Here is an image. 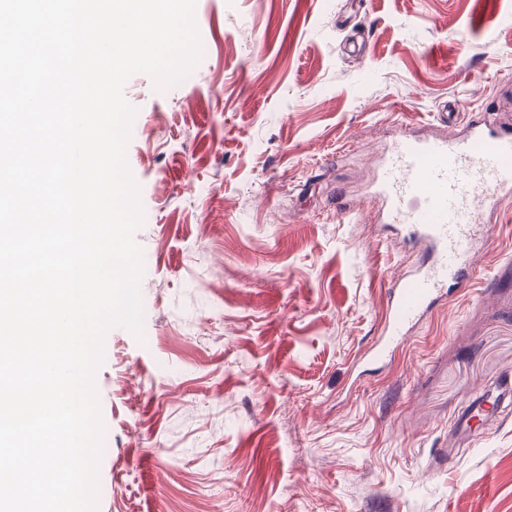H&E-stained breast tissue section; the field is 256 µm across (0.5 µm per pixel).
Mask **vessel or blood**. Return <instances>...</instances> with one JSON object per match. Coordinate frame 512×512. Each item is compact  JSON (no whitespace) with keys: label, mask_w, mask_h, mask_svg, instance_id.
<instances>
[{"label":"vessel or blood","mask_w":512,"mask_h":512,"mask_svg":"<svg viewBox=\"0 0 512 512\" xmlns=\"http://www.w3.org/2000/svg\"><path fill=\"white\" fill-rule=\"evenodd\" d=\"M371 198L384 205L382 221L423 244V260L386 290V316L378 353L389 352L446 296L452 283H470L475 259L488 248L482 216L512 197V130L468 118L459 135L401 137L377 163ZM489 396L458 416L471 427L497 414Z\"/></svg>","instance_id":"vessel-or-blood-1"}]
</instances>
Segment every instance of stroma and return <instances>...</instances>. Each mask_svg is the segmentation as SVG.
I'll use <instances>...</instances> for the list:
<instances>
[{"label":"stroma","mask_w":512,"mask_h":512,"mask_svg":"<svg viewBox=\"0 0 512 512\" xmlns=\"http://www.w3.org/2000/svg\"><path fill=\"white\" fill-rule=\"evenodd\" d=\"M198 63L138 73L142 336L104 339L98 512H512V202L471 286L375 359L424 248L372 222V162L512 119V0H197ZM500 403V395L487 397L478 404V406L458 416L453 422V427H466L467 429H471L472 424L481 422L484 418L497 414L499 412Z\"/></svg>","instance_id":"stroma-1"}]
</instances>
